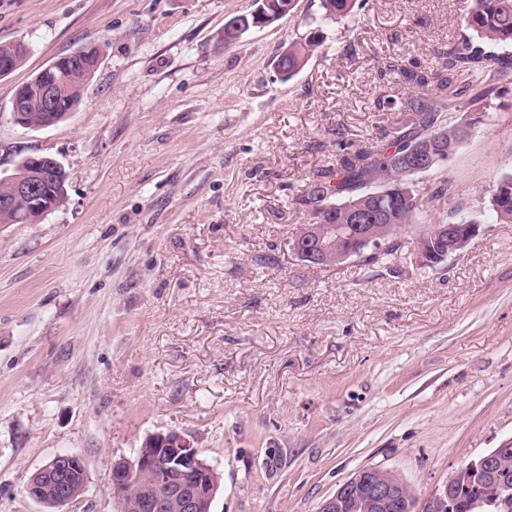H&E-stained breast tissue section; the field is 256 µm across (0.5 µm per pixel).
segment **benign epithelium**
<instances>
[{
  "instance_id": "benign-epithelium-1",
  "label": "benign epithelium",
  "mask_w": 512,
  "mask_h": 512,
  "mask_svg": "<svg viewBox=\"0 0 512 512\" xmlns=\"http://www.w3.org/2000/svg\"><path fill=\"white\" fill-rule=\"evenodd\" d=\"M56 63H51L37 74L30 82L36 85L37 100L45 111L42 123L38 127L56 124L59 119L62 101L57 94L55 84L48 79V73ZM58 164V160L49 155L37 157V162L28 165L34 173L26 177L17 173L0 176V182L9 186L10 190L0 195V208L24 213L29 210L46 215L58 208L60 203H50L39 188L36 171L40 170L42 161ZM354 238L359 244H367L374 239V218L357 215L354 217ZM480 225L441 224L439 225V252L432 253L431 258H445L448 247H457L469 243L478 235ZM333 232L321 224H302L294 236L291 253L302 264L312 268H324L329 262L343 265L353 260L354 251L338 250L330 239ZM503 448H495L489 453L470 461L444 485L438 493L425 504L423 512H451L454 507V489L462 475L470 476V480L484 483L496 476L499 470ZM68 470L69 482L57 492L54 504L56 507L71 508L82 498L86 487L87 475L84 461L69 455L66 461L60 456L50 458L37 472L38 476H50L61 469ZM148 475L153 484V494L131 501L124 497L136 493L142 477ZM110 484L113 494L122 499L123 510L134 506L137 512H157L159 509L172 507L178 512H210L211 503L218 489L214 479V470L200 457L199 450L181 435L155 434L145 438L141 448L137 449L134 458L122 459L112 466ZM354 500L363 512H388L397 509L399 512H414V508L405 493V483L391 471L379 467H367L357 471L348 478L336 492L324 499L317 512H341L344 504Z\"/></svg>"
}]
</instances>
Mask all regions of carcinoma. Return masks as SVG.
I'll return each instance as SVG.
<instances>
[{
    "instance_id": "obj_1",
    "label": "carcinoma",
    "mask_w": 512,
    "mask_h": 512,
    "mask_svg": "<svg viewBox=\"0 0 512 512\" xmlns=\"http://www.w3.org/2000/svg\"><path fill=\"white\" fill-rule=\"evenodd\" d=\"M357 0H321L322 19L333 21L354 10ZM313 36L295 43L281 57L280 72L292 77L319 46ZM499 47H512V0H468L464 31L442 52L441 70L429 73L420 68L417 59L408 64L389 65L399 81L417 90L410 97L385 99L378 107L395 104L406 113V121L386 131L376 142L337 155L336 163L322 165L313 171L307 188L294 198V204L309 224L336 227V248L353 247L352 238L343 227L354 223L356 213L370 212L381 216L377 223L376 241L360 247L355 263L372 271L383 268L391 274L400 271V260L409 245L433 242L439 224H469L461 208L445 209L452 197V183L444 180L435 186L416 181L419 171L411 170L418 158L438 156L448 159L465 136L466 122L461 113L465 99H481L490 95L496 85L512 77V54L499 52ZM0 60L21 68L25 57L13 43L0 44ZM98 55L82 60L66 58L57 67L64 97L82 98L85 86L78 85V73L97 67ZM43 193L63 197L61 177L50 173L42 184ZM438 214L435 224H418L424 211ZM488 210L498 224L512 223V174L502 177L492 190ZM458 512H489L479 497L468 487L457 490Z\"/></svg>"
}]
</instances>
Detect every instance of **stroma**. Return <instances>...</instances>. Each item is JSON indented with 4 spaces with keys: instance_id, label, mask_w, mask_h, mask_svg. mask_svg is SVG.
I'll use <instances>...</instances> for the list:
<instances>
[{
    "instance_id": "1",
    "label": "stroma",
    "mask_w": 512,
    "mask_h": 512,
    "mask_svg": "<svg viewBox=\"0 0 512 512\" xmlns=\"http://www.w3.org/2000/svg\"><path fill=\"white\" fill-rule=\"evenodd\" d=\"M252 0H0V174L51 154L64 206L0 224V512H46L25 488L62 452L76 512H117L109 476L175 431L221 479L211 512H316L364 467L425 503L469 461L512 445V224L484 211L512 174V83L465 102L450 180L481 232L442 268L315 269L288 241L313 170L402 119L386 64L427 66L461 32L462 0H320L225 46ZM322 44L292 78L280 56ZM100 54L74 112L16 124V88L56 58Z\"/></svg>"
}]
</instances>
